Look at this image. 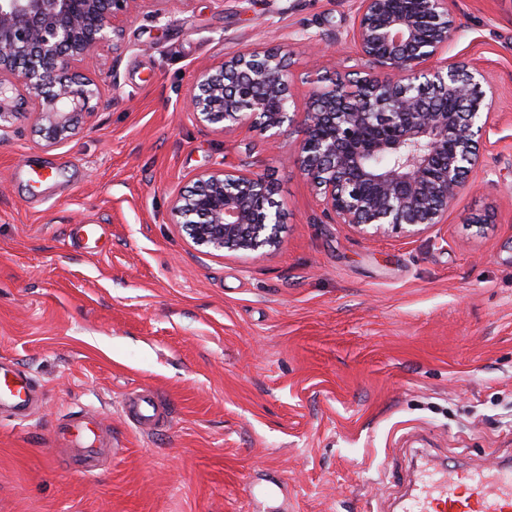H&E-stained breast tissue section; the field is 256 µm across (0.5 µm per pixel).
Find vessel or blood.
I'll return each mask as SVG.
<instances>
[{"mask_svg": "<svg viewBox=\"0 0 512 512\" xmlns=\"http://www.w3.org/2000/svg\"><path fill=\"white\" fill-rule=\"evenodd\" d=\"M37 399L33 378L23 370L0 366V411L17 420L26 419ZM128 421L139 431L150 432L164 423L167 414L155 393L128 397L123 404ZM101 430L95 417L82 415L69 421L68 440L80 442L72 456L84 472L100 466L97 450L89 439ZM401 512H512V465L497 462L482 469H455L424 474L413 484L400 505Z\"/></svg>", "mask_w": 512, "mask_h": 512, "instance_id": "vessel-or-blood-1", "label": "vessel or blood"}]
</instances>
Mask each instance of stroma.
Returning a JSON list of instances; mask_svg holds the SVG:
<instances>
[{"label": "stroma", "instance_id": "1", "mask_svg": "<svg viewBox=\"0 0 512 512\" xmlns=\"http://www.w3.org/2000/svg\"><path fill=\"white\" fill-rule=\"evenodd\" d=\"M357 5L139 0L73 140L46 147L27 108L6 122L0 365L44 399L0 413V512H399L421 462L512 458V0L450 2L441 59L477 63L495 102L470 186L421 236L329 223L287 161L301 122L223 134L181 109L196 65L246 47L280 50L304 101L313 69L356 68ZM238 163L271 179L282 245L199 253L170 202ZM142 389L169 408L149 433L122 412ZM88 410L119 447L94 475L55 434Z\"/></svg>", "mask_w": 512, "mask_h": 512}]
</instances>
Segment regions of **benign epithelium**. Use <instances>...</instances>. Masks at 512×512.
<instances>
[{"mask_svg":"<svg viewBox=\"0 0 512 512\" xmlns=\"http://www.w3.org/2000/svg\"><path fill=\"white\" fill-rule=\"evenodd\" d=\"M138 2L0 0V128L23 102L47 146L69 142L100 95L80 68L99 45L122 47ZM458 29L448 0H416L407 12L393 11L390 0H359L349 30L359 68L315 73L302 110L281 52L245 49L194 70L185 111L223 133L246 126L273 136L301 114L294 162L333 223L368 237L420 236L444 223L478 167L482 114L493 103L476 64H435ZM448 98L454 110L436 105ZM365 128L375 135L361 150ZM273 192L268 175L245 164L209 169L175 198L171 214L201 252L268 254L282 243Z\"/></svg>","mask_w":512,"mask_h":512,"instance_id":"7a95c632","label":"benign epithelium"}]
</instances>
